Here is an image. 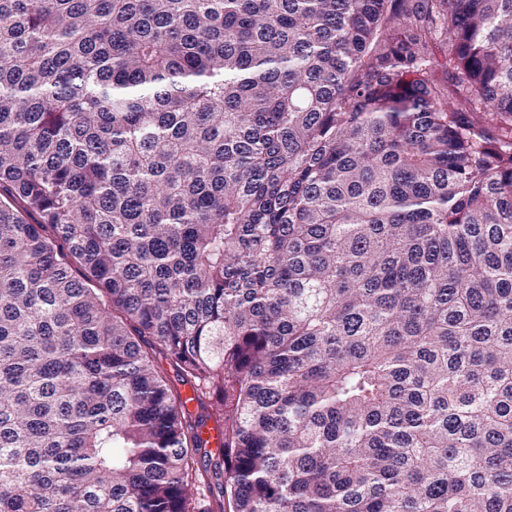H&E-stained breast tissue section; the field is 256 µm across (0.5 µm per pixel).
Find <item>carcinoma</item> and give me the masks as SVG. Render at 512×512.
Masks as SVG:
<instances>
[{"mask_svg":"<svg viewBox=\"0 0 512 512\" xmlns=\"http://www.w3.org/2000/svg\"><path fill=\"white\" fill-rule=\"evenodd\" d=\"M206 489L512 512V0H0V512Z\"/></svg>","mask_w":512,"mask_h":512,"instance_id":"carcinoma-1","label":"carcinoma"}]
</instances>
